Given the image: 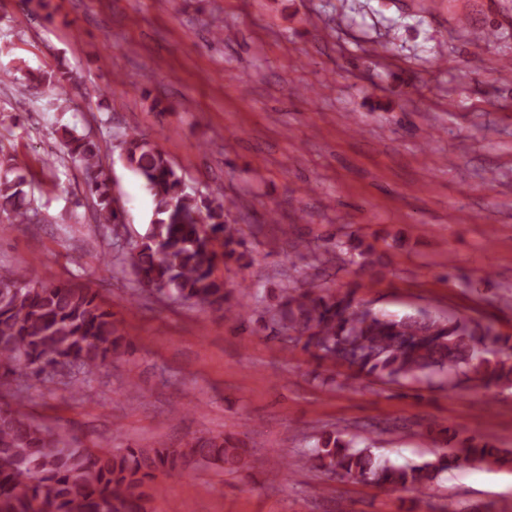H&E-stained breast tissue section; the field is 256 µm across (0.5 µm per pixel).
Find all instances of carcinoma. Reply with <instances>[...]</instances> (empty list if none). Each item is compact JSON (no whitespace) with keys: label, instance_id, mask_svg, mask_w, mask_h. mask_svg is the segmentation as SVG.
<instances>
[{"label":"carcinoma","instance_id":"cac0c4a2","mask_svg":"<svg viewBox=\"0 0 512 512\" xmlns=\"http://www.w3.org/2000/svg\"><path fill=\"white\" fill-rule=\"evenodd\" d=\"M29 86L56 91L48 106L74 103V73L57 67L28 73ZM65 155L86 175V197L97 224H120L113 182L100 141L61 128ZM120 159L143 180L152 198L149 227L141 240L116 256L138 285L205 311L239 319L243 305L230 299L218 266L246 258L240 225L232 223L220 190L205 197L186 192L166 154L141 132L126 133ZM27 167L16 156L0 159V212L10 224H38L39 208L27 201ZM334 247L358 258L359 271L379 273L375 244L345 233ZM356 289L334 291L314 281L281 290L277 304L258 322L267 336L302 345L318 363L344 365L354 378L405 385L430 381L448 387L490 390L512 386V336H501L475 319L416 312L397 316L358 301ZM133 353L112 312L87 285L18 277L0 270V388L21 368L45 380L71 363L85 373ZM25 403L0 406V512H147L156 472L212 465L233 474L258 468L231 436H201L182 447L88 448L71 443L32 420ZM504 450L472 438L459 453L396 465L343 429L323 430L302 453L310 468L379 487L429 488L450 465L503 463Z\"/></svg>","mask_w":512,"mask_h":512}]
</instances>
